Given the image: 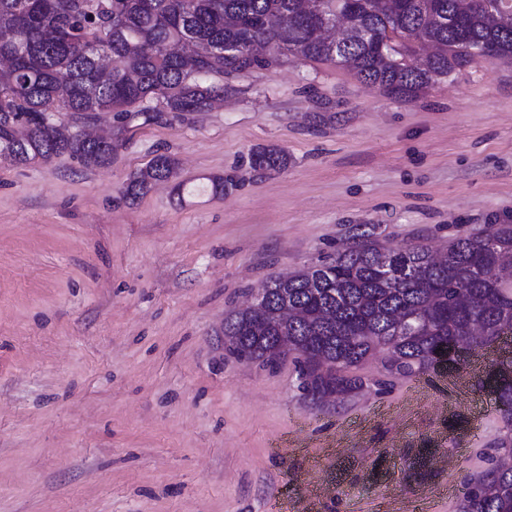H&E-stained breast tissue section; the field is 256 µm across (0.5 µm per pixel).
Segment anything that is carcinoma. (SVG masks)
Returning <instances> with one entry per match:
<instances>
[{
    "instance_id": "obj_1",
    "label": "carcinoma",
    "mask_w": 512,
    "mask_h": 512,
    "mask_svg": "<svg viewBox=\"0 0 512 512\" xmlns=\"http://www.w3.org/2000/svg\"><path fill=\"white\" fill-rule=\"evenodd\" d=\"M141 2L0 0V35L10 36L0 42L8 61L0 69V159L26 165L68 154L86 167L105 165L112 150L70 131L77 121L100 112H204L230 81L282 56L334 63L392 97H415L480 63L483 43L512 58V0H477L462 19L459 0H314L326 17L350 20L352 35L334 49L298 19L301 0ZM262 43L275 55H259ZM425 45L437 52L403 62ZM251 161L280 170L288 155L261 148ZM176 176L175 159L158 155L130 176L124 196L135 201ZM374 231L356 224L352 245L335 257L271 278L259 310L224 318L230 353L270 367L290 357L311 400L341 403L365 385L355 370L380 346L388 373L412 376L458 369L459 345L477 331L490 341L512 335V224L458 236L438 260L419 246L382 252ZM285 300L296 311L287 320ZM282 336L286 353L277 350ZM488 383L512 426V360ZM500 446L507 455L469 480L459 512H512V433Z\"/></svg>"
}]
</instances>
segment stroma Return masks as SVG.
<instances>
[{"label": "stroma", "mask_w": 512, "mask_h": 512, "mask_svg": "<svg viewBox=\"0 0 512 512\" xmlns=\"http://www.w3.org/2000/svg\"><path fill=\"white\" fill-rule=\"evenodd\" d=\"M87 127L111 163L0 161V512H457L506 433L501 344L411 378L374 356L362 391L317 404L292 359L232 355L224 318L355 224L437 251L512 224V60L410 99L288 57L208 111ZM260 147L287 167L253 169ZM159 154L176 181L126 200ZM489 385L497 394L501 412L506 422L512 426V360L503 361L492 371Z\"/></svg>", "instance_id": "1"}]
</instances>
